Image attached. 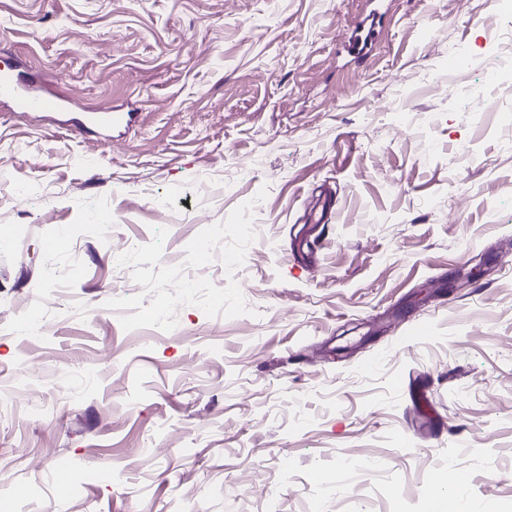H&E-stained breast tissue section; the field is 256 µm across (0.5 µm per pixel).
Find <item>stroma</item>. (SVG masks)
I'll use <instances>...</instances> for the list:
<instances>
[{"label": "stroma", "mask_w": 512, "mask_h": 512, "mask_svg": "<svg viewBox=\"0 0 512 512\" xmlns=\"http://www.w3.org/2000/svg\"><path fill=\"white\" fill-rule=\"evenodd\" d=\"M510 55L494 0H0L70 101L0 97V512H512ZM2 94L11 96L15 109L23 113H55L63 102L58 95L54 94L29 95L18 91L14 74L4 70L0 71V95Z\"/></svg>", "instance_id": "1"}]
</instances>
